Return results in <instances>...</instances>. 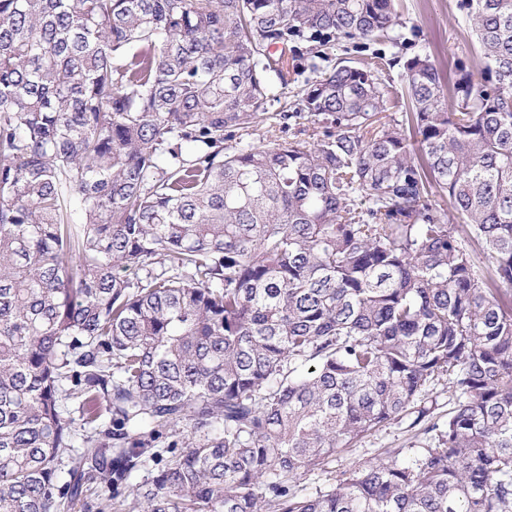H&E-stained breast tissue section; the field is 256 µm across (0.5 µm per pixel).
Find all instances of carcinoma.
<instances>
[{"label": "carcinoma", "instance_id": "1", "mask_svg": "<svg viewBox=\"0 0 512 512\" xmlns=\"http://www.w3.org/2000/svg\"><path fill=\"white\" fill-rule=\"evenodd\" d=\"M458 8L447 83L398 0H0V512H512V0ZM429 399L436 402L434 416L440 421L448 418V411L456 404V397L451 389L448 388V377L443 376L439 380L431 382L428 387ZM409 421L396 420L365 435L351 448H344L330 458L325 471L320 469L305 470L296 479L294 489L302 496L315 495L317 491H325L336 480L359 467L385 456V452L392 448H435L437 440L432 434H424L426 424L416 428L408 427Z\"/></svg>", "mask_w": 512, "mask_h": 512}]
</instances>
